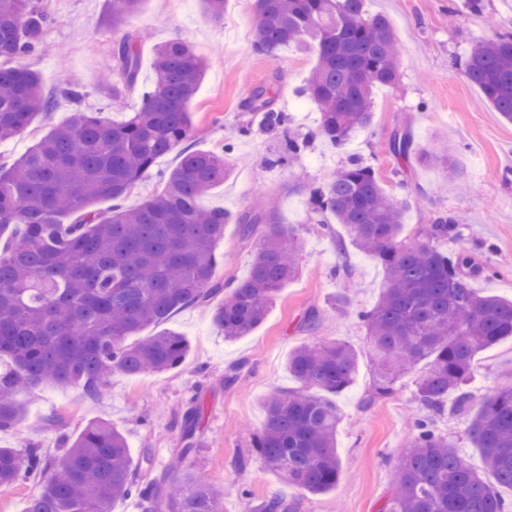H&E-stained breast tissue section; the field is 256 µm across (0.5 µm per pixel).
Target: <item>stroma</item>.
Returning <instances> with one entry per match:
<instances>
[{
    "label": "stroma",
    "instance_id": "35a3bbf8",
    "mask_svg": "<svg viewBox=\"0 0 512 512\" xmlns=\"http://www.w3.org/2000/svg\"><path fill=\"white\" fill-rule=\"evenodd\" d=\"M53 16L45 32L63 57L32 54L24 64L36 70L44 88L61 83L85 91L82 107L122 120L136 111L153 79L155 46L182 36L206 59L207 69L190 106L192 140L197 149H234L231 177L201 198L203 208H221L233 217L252 213L276 200L282 223L292 225L302 249L296 277L279 292L262 324L250 335L225 340L211 322L207 306L175 311L147 327L146 335L180 333L189 352L176 369L149 375L113 374L103 394L86 399L75 387H40L26 392L22 420L0 445L25 453L27 444L56 451L59 434L77 435L89 422H112L126 437L133 466L150 459L160 476L181 448L183 418L193 396L204 399L202 438L194 470L201 482L223 488V512H243L241 489L253 501L283 497L290 512H380L395 480L401 446L418 409L412 377L372 405L364 396L372 384L365 329L357 312L371 308L384 271L355 248L339 257L336 241L345 234L333 217L317 212L311 196L323 188L349 157L378 167L386 188L403 211V235L414 239L420 227L441 215L455 217L454 235L439 239L448 254L463 252L483 274L473 286L479 294L512 301V122L481 102L464 62L472 45L512 34V0H480L479 11L465 0H371L373 11L390 20L400 50V79L373 92L370 126L344 147L318 137L321 115L299 95L316 58L288 46L273 55L254 51L255 15L251 0H227L222 21H214L198 0H143L139 12L120 28L112 26V0H42ZM139 32L141 66L134 85H126L113 61V48L125 33ZM277 83L276 106L288 115L287 133L304 141L289 154L284 140L271 139L243 108L253 91ZM121 107H113V92ZM73 105L59 99L55 110L38 117L23 134L0 142V164L22 155L55 125L68 120ZM250 134L239 135L243 126ZM409 133L415 147L445 149L462 167V178L448 180L442 169L417 160L396 161L389 143L394 133ZM258 239L243 242L236 224H227L216 247V276L238 281L249 272ZM348 260L355 290L344 313L336 311L339 282L333 274ZM341 340L359 354L354 384L335 402L341 415L336 448L341 474L335 487L306 496L288 488L251 446L263 425L262 401L276 389L295 387L286 369L289 353L303 344ZM512 387V339L482 352L468 385L484 396Z\"/></svg>",
    "mask_w": 512,
    "mask_h": 512
}]
</instances>
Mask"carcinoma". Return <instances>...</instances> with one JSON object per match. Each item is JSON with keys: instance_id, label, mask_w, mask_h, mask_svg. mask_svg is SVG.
Here are the masks:
<instances>
[{"instance_id": "carcinoma-1", "label": "carcinoma", "mask_w": 512, "mask_h": 512, "mask_svg": "<svg viewBox=\"0 0 512 512\" xmlns=\"http://www.w3.org/2000/svg\"><path fill=\"white\" fill-rule=\"evenodd\" d=\"M142 0H112V24L136 12ZM369 0H253L254 49L273 54L283 46L314 50L316 63L301 93L318 105L320 136L343 146L372 121L373 90L400 77L399 48L389 20L370 11ZM50 13L32 0H0V60L44 49ZM141 36L129 32L113 58L127 85L140 68ZM469 80L485 104L512 121V35L476 42L466 57ZM154 80L141 108L120 122L78 107L84 93L65 83L58 93L77 105L9 165L0 166V430L24 415L17 395L28 388L76 386L97 397L113 372L162 373L184 360L187 341L164 332L136 342L128 338L159 324L174 311L213 305L211 320L232 341L249 335L267 317L278 292L294 278L300 254L295 230L280 223L278 208L237 219L240 238L262 233L248 276L229 294L215 277L216 246L230 218L198 200L230 175L224 156L193 148L189 105L205 65L184 38L155 49ZM275 86L256 89L244 108L259 117L271 138L287 122L275 107ZM54 100L38 74L0 64V141L49 114ZM179 150L180 163L161 174L160 191L134 208L124 199L157 158ZM391 155L407 160L409 135H394ZM422 158L459 176L448 153ZM112 202L106 211L96 204ZM360 252L382 265L385 282L374 306L358 312L370 339L376 380L366 403L391 395L404 376L415 375L417 417L401 452L394 487L381 512H506L499 488L512 489V388L477 402L465 389L476 356L512 339V301L483 296L472 287L482 269L459 253L450 258L435 242L456 230L441 216L402 237L401 207L377 169L351 157L315 195ZM77 215L71 224L61 218ZM15 233L5 234L9 228ZM224 299H219V296ZM358 352L334 341L302 345L288 355V374L298 386L264 401L265 421L253 447L290 488L317 495L336 486L340 415L334 401L354 379ZM470 414L468 436L482 455L474 469L454 441L434 425L449 396ZM199 400L181 426L184 448L176 487L141 480L124 435L111 423H88L53 457L31 447L25 457L0 448V485L20 471L43 480L26 512H112L135 497L141 512H221L224 490L197 481L193 461L200 448ZM493 481H488L487 477ZM246 512H288L273 496L246 504Z\"/></svg>"}]
</instances>
